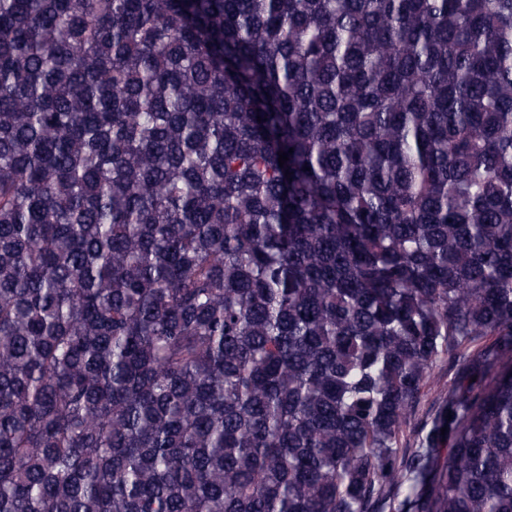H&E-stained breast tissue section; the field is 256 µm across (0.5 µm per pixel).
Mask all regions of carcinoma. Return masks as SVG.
Masks as SVG:
<instances>
[{
    "instance_id": "obj_1",
    "label": "carcinoma",
    "mask_w": 512,
    "mask_h": 512,
    "mask_svg": "<svg viewBox=\"0 0 512 512\" xmlns=\"http://www.w3.org/2000/svg\"><path fill=\"white\" fill-rule=\"evenodd\" d=\"M383 509L512 512V0H0V512ZM451 374L452 373L448 371V359L440 363L434 369L429 386L426 388L424 396L422 397L421 410L416 430H418L420 423L425 420L426 416L434 412L437 408L438 404L433 390L437 385H448V380L450 379Z\"/></svg>"
}]
</instances>
